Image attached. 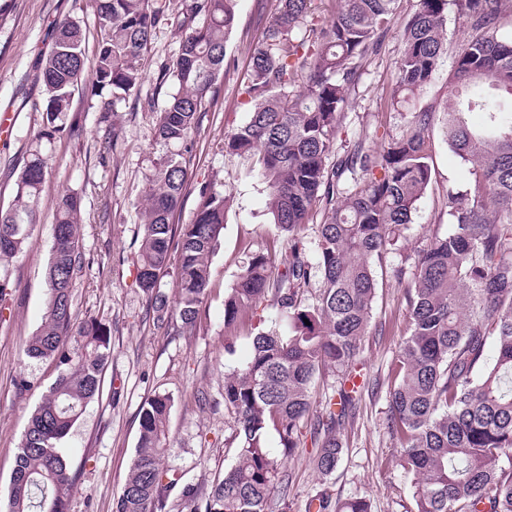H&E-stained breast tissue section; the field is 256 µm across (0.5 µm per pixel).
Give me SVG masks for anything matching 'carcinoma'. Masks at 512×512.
Wrapping results in <instances>:
<instances>
[{"label":"carcinoma","instance_id":"carcinoma-1","mask_svg":"<svg viewBox=\"0 0 512 512\" xmlns=\"http://www.w3.org/2000/svg\"><path fill=\"white\" fill-rule=\"evenodd\" d=\"M236 0H94L103 34L91 68L78 22L55 25L37 74L45 94L40 140L71 132L65 122L79 83L92 96L120 102L142 81L140 61L164 21L180 34L174 58L161 64L171 88L157 136L167 148L148 179L135 281L148 295L156 330L175 320L195 334L209 266L224 229L230 195L214 182L196 187L193 223H173L187 183L192 134L217 102L228 69L226 38ZM253 50L242 94L248 121L225 136V149L253 157L266 185L275 227L288 233L280 261L247 256L224 294V327L252 310V352L224 374V411L239 438L234 463L206 497L165 464L174 403L156 394L142 408L135 455L115 512H170L179 490L189 512H269L286 496L284 462L312 443L324 478L341 460V432L352 416L361 376L358 358L378 288L374 265L397 244L431 180L426 132L432 113L417 112L411 128L388 136L377 151L358 146L329 156L341 138L356 81L376 52L397 0H337L323 23L315 0H276ZM448 0H419L402 34L393 98L423 90L443 51ZM505 0H456L466 26L448 81L454 99L443 113L448 148L469 167L470 187L448 193L452 230L418 253L402 303L410 334L387 373L386 429L396 464L410 478V512H512V38L499 35ZM47 158L37 147L20 172L18 190L0 210V261L23 250L36 223ZM321 223L306 230L314 210ZM81 201L58 198L48 268L44 322L26 345L58 375L42 394L22 437L7 495V512H68L75 487L60 448L99 395L111 353L110 330L95 320L74 323L71 296L83 265ZM179 246L174 297L160 288L172 244ZM288 332L277 329L281 317ZM309 323H304V320ZM494 345L488 354V345ZM336 373L337 389L317 400L318 377ZM277 437L279 454L267 445ZM306 512H371L365 498L332 502L321 491Z\"/></svg>","mask_w":512,"mask_h":512}]
</instances>
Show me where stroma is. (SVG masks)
Returning <instances> with one entry per match:
<instances>
[{
	"label": "stroma",
	"mask_w": 512,
	"mask_h": 512,
	"mask_svg": "<svg viewBox=\"0 0 512 512\" xmlns=\"http://www.w3.org/2000/svg\"><path fill=\"white\" fill-rule=\"evenodd\" d=\"M0 22V111L13 108L18 119L0 136V208L12 201L19 173L38 144L43 114L41 86L36 80L42 55L52 42L56 23L76 18L86 33V56L94 58L99 21L92 0H5ZM418 0H399L389 30L355 86V105L347 114L349 135L338 152L362 143L380 146L383 134L399 136L414 113L434 115L428 130L432 178L400 252L379 275L369 334L361 355L365 386L344 436V453L335 474L323 479L309 451L289 459L292 476L288 512H305L307 501L325 490L333 500L369 499L371 512H410L409 479L393 461L394 445L386 429L389 411L384 378L409 321L401 303L407 280L394 272L412 268L420 250L434 235L451 227L443 214L449 189L469 180L468 167L445 141L440 115L451 97L448 72L461 37L462 20L455 4L446 10L445 54L429 85L407 101L393 103L394 61L404 25ZM276 0H237V24L226 42L229 69L218 79L219 98L205 113L194 135L188 187L176 212L179 224L191 223L195 188L204 182L224 185L231 200L224 228L212 257L205 313L195 335L161 333L146 318L147 296L135 284L134 267L141 239L140 208L147 178L164 154L156 138L158 112L166 95L159 89V66L171 59L178 39L167 25L156 28L144 54V79L138 91L119 103L116 122L103 118L100 98L85 89L73 94L69 123L72 135L46 148L48 175L37 222L21 254L6 266L11 288L0 315V494H5L17 448L29 417L57 372L51 361L28 358L26 344L42 323L48 300L47 270L56 222V202L72 190L82 199L84 263L71 300L74 321L95 319L111 330L112 353L104 368L100 393L75 423L63 446L76 475L69 512H113L135 452L140 411L155 393L172 394L168 430L172 465L183 471L200 495H207L234 460L236 433L224 411V374L242 366L251 339L248 320L234 331L224 327V294L232 288L250 252L264 249L281 255L288 235L272 224L263 180L252 159L228 153L224 136L242 126L248 113L238 105V88L250 55L268 24ZM235 334L233 355L224 338ZM31 386L21 390L19 379ZM211 403L199 407L197 392Z\"/></svg>",
	"instance_id": "35a3bbf8"
}]
</instances>
